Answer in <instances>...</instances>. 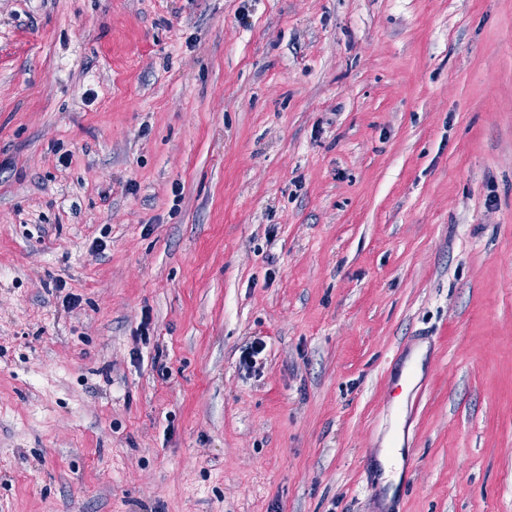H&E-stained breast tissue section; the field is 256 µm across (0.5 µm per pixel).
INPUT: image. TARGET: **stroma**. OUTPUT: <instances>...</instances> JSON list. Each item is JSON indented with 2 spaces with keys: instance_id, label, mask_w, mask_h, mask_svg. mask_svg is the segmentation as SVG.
Returning a JSON list of instances; mask_svg holds the SVG:
<instances>
[{
  "instance_id": "stroma-1",
  "label": "stroma",
  "mask_w": 512,
  "mask_h": 512,
  "mask_svg": "<svg viewBox=\"0 0 512 512\" xmlns=\"http://www.w3.org/2000/svg\"><path fill=\"white\" fill-rule=\"evenodd\" d=\"M398 415L512 512V0H0V512H382Z\"/></svg>"
}]
</instances>
